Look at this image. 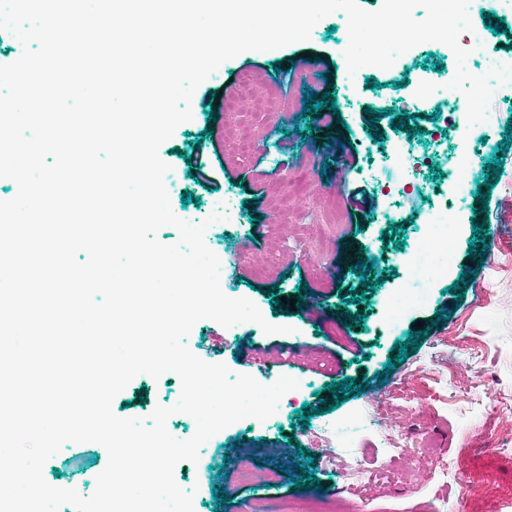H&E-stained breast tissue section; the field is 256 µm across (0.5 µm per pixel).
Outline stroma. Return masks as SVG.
Wrapping results in <instances>:
<instances>
[{
  "label": "stroma",
  "instance_id": "35a3bbf8",
  "mask_svg": "<svg viewBox=\"0 0 512 512\" xmlns=\"http://www.w3.org/2000/svg\"><path fill=\"white\" fill-rule=\"evenodd\" d=\"M474 27L501 25L494 42L512 44V13L500 0H471ZM337 12L320 20L309 41L280 49L247 51L225 61L212 80L202 83L191 101L192 119L177 127L159 150L177 180L169 181L173 212L207 223L205 242L221 261L220 284L232 298L253 301L264 318L288 326L268 335L254 323L224 328L204 319L186 344L208 363L225 364L232 374H248L264 385L279 376L298 380L278 416L245 418L206 442L197 462L177 464L174 476L194 491V512H339L351 499L354 512H512V147L502 148L512 120V83L497 87L483 127L491 138L481 150L466 189V204L452 216L435 213L443 235L448 272L425 288L423 301L406 310L396 324L381 316L386 293L407 284L411 270L397 238L415 248L423 233L417 222L426 197L400 194L396 201L401 232L385 229L378 208L358 206L352 191L375 193L370 160L387 144L407 116L417 115L419 133L412 143L434 170H443L458 146L459 134L439 111L448 95L445 74L456 60L438 42L418 45L411 60L390 73H349L343 50L330 27L344 23ZM433 79L429 103L400 91L402 81ZM337 98V121L321 133L303 137L317 120L307 117V93ZM380 118H373V111ZM354 146L357 163L335 158L339 144ZM202 149L205 179L191 176L187 155ZM502 168L493 186L484 183L487 162ZM234 195L231 223L208 224L210 203ZM195 194V201L182 197ZM483 226L485 257L470 255L472 229ZM362 247L375 266L377 286L363 292L358 274L346 268L344 254ZM307 294L309 304L290 307L288 299ZM362 315L360 326L351 316ZM428 324L416 353L397 362L380 379L387 360L395 359V341H406L417 323ZM278 355L275 371H266L267 354ZM355 378L359 395L335 404L326 382ZM495 390L503 407L490 410L486 393ZM181 393L176 374H142L113 401L122 418H148L156 406L174 405ZM381 398L390 422L401 425L419 453L412 478L376 431L352 421V414ZM326 405L327 413L296 423L301 405ZM338 432L341 444L356 453L369 474L347 489L339 469L318 462L313 470L320 489L295 487L290 467L298 450L322 453L315 438ZM457 459L460 479L479 486L460 497L455 483L434 475L432 457ZM108 462L97 443H68L43 467L48 484L93 492ZM229 502L218 505L215 491Z\"/></svg>",
  "mask_w": 512,
  "mask_h": 512
}]
</instances>
